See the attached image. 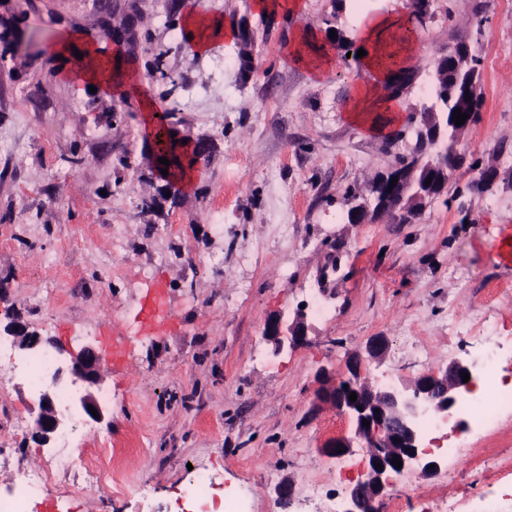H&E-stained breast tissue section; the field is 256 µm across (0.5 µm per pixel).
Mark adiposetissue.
<instances>
[{"label":"adipose tissue","mask_w":512,"mask_h":512,"mask_svg":"<svg viewBox=\"0 0 512 512\" xmlns=\"http://www.w3.org/2000/svg\"><path fill=\"white\" fill-rule=\"evenodd\" d=\"M401 27L402 19L394 13L365 11L360 15L356 38L367 50L361 59V66L367 72L369 80L359 84L352 95L348 117L354 124L363 123L364 114L376 96L377 84L387 76L383 58L391 49V38L398 34ZM182 28L184 35L189 36L193 49L200 55L208 51L214 37L221 36L228 41L234 38L233 28L223 26L221 22L201 11L186 13L182 18ZM77 43L82 46L83 59L77 70L68 72V80L76 85H95L105 93L119 89V73L114 68L111 57L102 55L93 44L80 43L77 33H64L55 50L62 54Z\"/></svg>","instance_id":"obj_1"}]
</instances>
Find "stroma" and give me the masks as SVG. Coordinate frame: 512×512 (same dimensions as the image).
Masks as SVG:
<instances>
[{
  "instance_id": "stroma-1",
  "label": "stroma",
  "mask_w": 512,
  "mask_h": 512,
  "mask_svg": "<svg viewBox=\"0 0 512 512\" xmlns=\"http://www.w3.org/2000/svg\"><path fill=\"white\" fill-rule=\"evenodd\" d=\"M0 0V321L18 320L54 347L92 344L105 358L102 423L68 417L74 447L119 463L135 492L29 499V512H189V465L206 468L216 502L241 495L249 512H336L363 470L361 452L338 459L321 448L349 433L336 410L313 408L320 368L344 371L374 336L388 347L365 362L371 383H406L465 357L482 338L500 345L512 373V263L492 236L512 227V0H430L411 54L412 86L366 125L347 118L359 65L334 57L322 76L308 58L329 48L330 31L353 36L348 0ZM231 25L235 42L193 54L185 13ZM132 26L112 41L110 24ZM80 31L102 54L120 52L128 85H141L170 128L199 159L192 190L163 180L142 134L135 95L75 88L78 68L57 55L56 37ZM308 40L295 56L298 33ZM462 41L481 60L480 117L457 150L500 173L483 193L469 175L448 183L410 224L384 216L345 221L346 189L390 170L411 146L434 61ZM251 57L241 67V51ZM161 58L176 87L150 76ZM322 305L316 313L314 305ZM309 311L304 344L276 355L263 337L271 315ZM0 372V497L19 469L50 466L57 445L30 435L38 395L12 368ZM512 449V412L496 415L451 472L394 482L398 512H440L454 497L466 512H512V467H486ZM294 485L291 506L276 490ZM324 494L312 500L310 485Z\"/></svg>"
}]
</instances>
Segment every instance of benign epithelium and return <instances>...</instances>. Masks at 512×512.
Returning <instances> with one entry per match:
<instances>
[{
    "label": "benign epithelium",
    "instance_id": "7a95c632",
    "mask_svg": "<svg viewBox=\"0 0 512 512\" xmlns=\"http://www.w3.org/2000/svg\"><path fill=\"white\" fill-rule=\"evenodd\" d=\"M421 170L418 164L402 172L394 168L384 174L372 198L363 197L350 207L352 223L362 224L373 217L374 199L380 191L384 193L387 212L403 211L407 202L420 201L416 188ZM394 178L397 183L392 186L390 181ZM307 330V315L299 310L290 321L280 316L267 319L263 335L272 344L273 354L278 355L302 343ZM2 339L32 354L44 351L41 336L18 321L4 327ZM386 351L385 340L374 337L368 341L365 354L348 357L345 376L338 378L336 370L327 368L320 369L315 376L317 401L341 412L354 428L353 437L328 441L323 454L336 459L359 448L365 457L361 477L346 489L338 512H380V505L393 488L388 479L390 475L401 478L412 472L422 477L437 474L442 462L429 456L423 446L420 419L430 412L443 421L448 420L475 386V365L464 358H455L445 367L422 374L407 385H375L362 377L361 365L366 360L382 361ZM56 359L52 381L75 390L71 408L94 423L103 422L109 414L108 408L93 393L101 389L105 379L102 355L94 346L86 344L79 351L67 356L60 354ZM465 372L470 376L467 382L462 379ZM352 392L357 394L354 402L349 399ZM91 406L98 416L90 413ZM365 420L369 422L367 427L363 425ZM65 426V416L57 410L52 396L47 392L40 394L38 407L33 411L32 436L41 444L49 445ZM395 457L402 462L399 469L392 465ZM377 463L382 469L375 468Z\"/></svg>",
    "mask_w": 512,
    "mask_h": 512
}]
</instances>
